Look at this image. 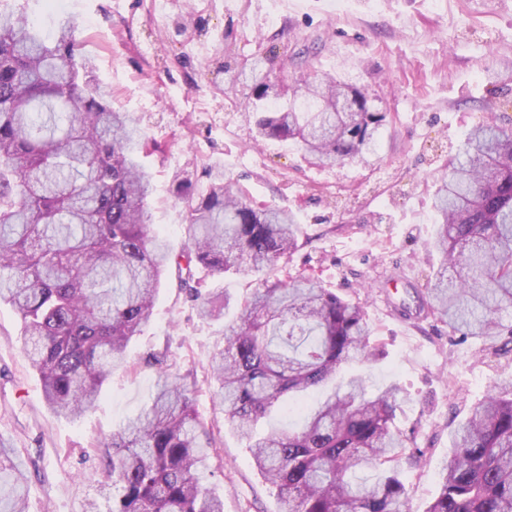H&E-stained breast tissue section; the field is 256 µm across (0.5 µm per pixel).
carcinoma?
Here are the masks:
<instances>
[{"label": "carcinoma", "instance_id": "carcinoma-1", "mask_svg": "<svg viewBox=\"0 0 512 512\" xmlns=\"http://www.w3.org/2000/svg\"><path fill=\"white\" fill-rule=\"evenodd\" d=\"M74 26L46 35L23 12L0 11V302L22 322L23 348L47 406L77 417L96 402L112 366L153 316L171 264L198 297L192 268L247 272L256 286L234 314L213 374L224 422L247 442L275 485L280 512H407L401 469L413 438L396 425L406 397L374 392L338 369L382 356L362 308L311 282H271L266 270L297 247L294 215L256 209L230 175L206 173L198 190L173 183L186 206V246L174 255L151 230V177L139 162L144 135L91 79ZM233 84L249 88L247 117L260 139H297L318 163L375 154L386 113L359 87L305 82L267 105L275 84L262 62ZM439 270L421 311L462 337L512 336L497 314L512 308V127L482 122L466 134L433 198ZM230 304L217 293L200 314ZM327 393L296 430L256 425L294 395ZM112 480L109 512H224L201 482L211 437L180 379L164 369L143 414L103 443ZM377 471L374 481L358 476ZM21 464L0 448V512H25ZM426 512H512V391L491 387L451 434L439 490Z\"/></svg>", "mask_w": 512, "mask_h": 512}]
</instances>
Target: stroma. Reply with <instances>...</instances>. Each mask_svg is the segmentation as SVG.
<instances>
[{
    "mask_svg": "<svg viewBox=\"0 0 512 512\" xmlns=\"http://www.w3.org/2000/svg\"><path fill=\"white\" fill-rule=\"evenodd\" d=\"M0 0L44 31L71 18L83 53L113 107L144 129L141 155L151 173L152 227L173 249L184 240L185 207L172 176L195 187L209 168L231 173L255 207L294 212L298 250L267 272L303 276L360 303L370 340L385 354L366 368L369 387L395 383L407 400L396 423L414 431L421 455L404 468L409 512H425L454 427L492 385H512V352L502 339L462 338L420 314L438 257L431 207L464 134L486 116L512 119V0ZM264 58L272 80L300 75L363 89L388 113L370 163H309L291 140H254L242 87L230 70ZM198 298L222 290L244 299L247 273L217 278L196 269ZM198 298L170 270L154 316L113 369L94 406L76 419L56 416L21 351V320L0 304V441L20 461L29 485L27 512H107L112 483L102 441L147 408L166 354L171 372L195 391L216 448L202 477L224 512H280L276 489L252 463L244 441L224 425L212 400L210 365L224 347L226 322L197 313Z\"/></svg>",
    "mask_w": 512,
    "mask_h": 512,
    "instance_id": "stroma-1",
    "label": "stroma"
}]
</instances>
